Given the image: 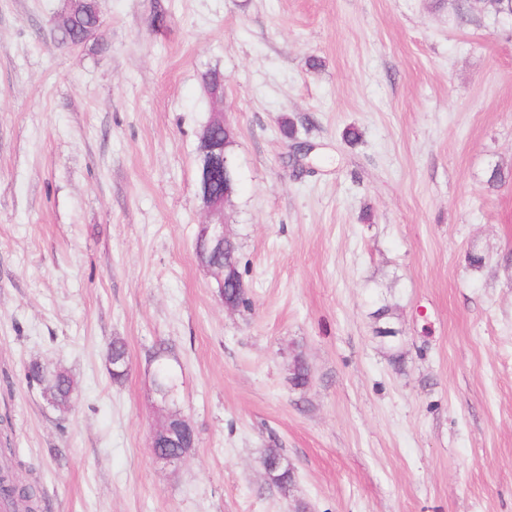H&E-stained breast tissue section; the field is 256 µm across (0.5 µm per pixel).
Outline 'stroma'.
<instances>
[{
    "mask_svg": "<svg viewBox=\"0 0 512 512\" xmlns=\"http://www.w3.org/2000/svg\"><path fill=\"white\" fill-rule=\"evenodd\" d=\"M70 5L0 0V466L38 485V512H512V18L98 0L74 47L51 25ZM209 70L239 171L224 222L253 305L236 311L195 249ZM288 121L314 172L289 161ZM496 166L511 176L491 186ZM161 343L196 431L178 464L151 449ZM33 361L76 380L67 411Z\"/></svg>",
    "mask_w": 512,
    "mask_h": 512,
    "instance_id": "stroma-1",
    "label": "stroma"
}]
</instances>
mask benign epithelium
Wrapping results in <instances>:
<instances>
[{
	"instance_id": "obj_1",
	"label": "benign epithelium",
	"mask_w": 512,
	"mask_h": 512,
	"mask_svg": "<svg viewBox=\"0 0 512 512\" xmlns=\"http://www.w3.org/2000/svg\"><path fill=\"white\" fill-rule=\"evenodd\" d=\"M215 112L211 113L208 123L204 126L199 138L200 149L196 156V178L198 196L203 208L212 220L202 225L199 238V259L206 262V253H216L224 250V241L231 239L227 226L224 225V204L233 194L238 180V171L234 162L224 153V141L213 137L219 130H227L224 123L223 97L213 99ZM224 179V192L215 193L211 189L212 182L217 178ZM155 393L160 397L162 417L158 422L151 442L153 456L156 460L168 464L183 460L193 448L196 438L194 429L185 416L171 413L168 403L171 393L164 390L153 375ZM180 438L183 448L172 453L167 451L174 438Z\"/></svg>"
}]
</instances>
